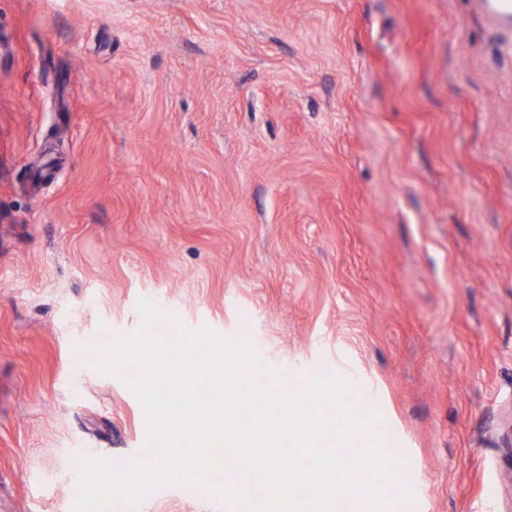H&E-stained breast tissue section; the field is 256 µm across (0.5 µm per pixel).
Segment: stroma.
<instances>
[{"label":"stroma","mask_w":512,"mask_h":512,"mask_svg":"<svg viewBox=\"0 0 512 512\" xmlns=\"http://www.w3.org/2000/svg\"><path fill=\"white\" fill-rule=\"evenodd\" d=\"M487 0H0V512L147 458L75 344L245 333L341 373L407 512H512V16ZM139 512H230L185 486Z\"/></svg>","instance_id":"obj_1"}]
</instances>
